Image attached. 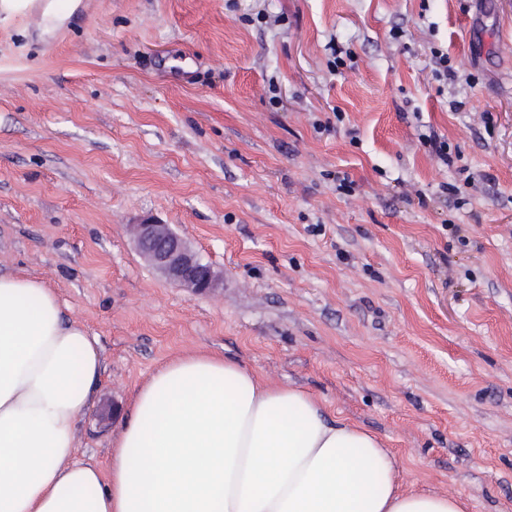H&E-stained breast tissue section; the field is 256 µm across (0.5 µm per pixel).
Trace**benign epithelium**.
<instances>
[{
	"label": "benign epithelium",
	"instance_id": "benign-epithelium-1",
	"mask_svg": "<svg viewBox=\"0 0 512 512\" xmlns=\"http://www.w3.org/2000/svg\"><path fill=\"white\" fill-rule=\"evenodd\" d=\"M142 255L168 280L193 294L209 293L217 287V278L170 225L148 218L129 225Z\"/></svg>",
	"mask_w": 512,
	"mask_h": 512
}]
</instances>
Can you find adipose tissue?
I'll return each instance as SVG.
<instances>
[{"instance_id":"1","label":"adipose tissue","mask_w":512,"mask_h":512,"mask_svg":"<svg viewBox=\"0 0 512 512\" xmlns=\"http://www.w3.org/2000/svg\"><path fill=\"white\" fill-rule=\"evenodd\" d=\"M100 378L95 340L55 289L0 274V512H466L404 489L380 441L307 391L207 354L140 387L100 471L75 447Z\"/></svg>"}]
</instances>
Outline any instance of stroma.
I'll list each match as a JSON object with an SVG mask.
<instances>
[{
    "label": "stroma",
    "mask_w": 512,
    "mask_h": 512,
    "mask_svg": "<svg viewBox=\"0 0 512 512\" xmlns=\"http://www.w3.org/2000/svg\"><path fill=\"white\" fill-rule=\"evenodd\" d=\"M148 216L215 292L142 259L125 227ZM6 273L97 343L86 463L107 469L152 374L203 353L375 434L405 488L512 512V0L0 11Z\"/></svg>",
    "instance_id": "stroma-1"
}]
</instances>
